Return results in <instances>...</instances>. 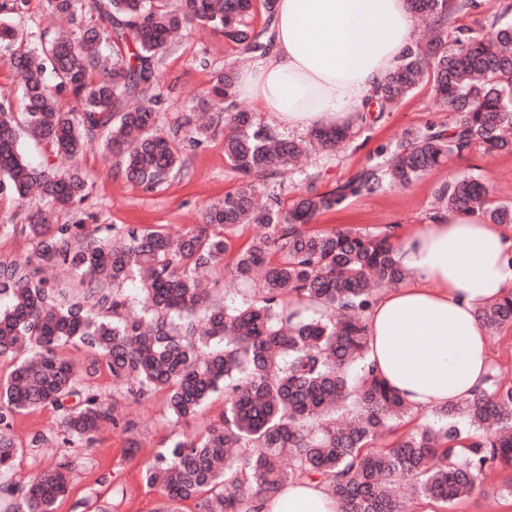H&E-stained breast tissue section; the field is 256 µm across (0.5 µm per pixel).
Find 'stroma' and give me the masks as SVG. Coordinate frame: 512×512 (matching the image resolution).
I'll return each mask as SVG.
<instances>
[{
    "mask_svg": "<svg viewBox=\"0 0 512 512\" xmlns=\"http://www.w3.org/2000/svg\"><path fill=\"white\" fill-rule=\"evenodd\" d=\"M59 24V19L48 10L46 0H29L26 13L15 20L18 40L28 49L36 46L40 31ZM242 62L237 45L223 34L202 27L160 54L156 64L163 90L158 107L160 125L169 128L182 113L204 111L203 91L216 75L239 67ZM447 120L448 114L436 101L430 85H421L392 109L381 112L374 108L366 121H351V136L338 152L302 156L285 175L267 179L266 186L279 196L283 206H290L306 188L332 190L377 163V148L396 143L406 131ZM186 158L182 173L171 179L164 190L146 193L108 170L99 149L87 150L75 161L88 182L85 211L93 214L98 224L161 225L171 234H180L200 223L206 205L223 198L239 184L237 173L224 157L223 134L188 150ZM458 173L482 179L489 184L495 203L512 205V154H491L476 144L462 155L450 156L447 163L434 168L410 188H391L350 199L343 208L321 215L319 221L370 231L391 225L399 237H406L435 214L437 188ZM223 408L222 398H215L199 416L175 426L167 420L164 393H153L139 402L121 403L120 411L132 423V430L126 433L104 429L93 447L80 449L83 464L76 473L69 498L58 512H83L81 502L93 490L111 502L113 512H154L163 499L162 491L145 484L141 477L143 465L173 439L200 434ZM105 472L110 480L103 484L99 477ZM411 512H512V500L501 497L499 483L493 480L484 491L451 506L444 508L421 500L412 504Z\"/></svg>",
    "mask_w": 512,
    "mask_h": 512,
    "instance_id": "1",
    "label": "stroma"
}]
</instances>
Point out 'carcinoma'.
<instances>
[{"instance_id":"1","label":"carcinoma","mask_w":512,"mask_h":512,"mask_svg":"<svg viewBox=\"0 0 512 512\" xmlns=\"http://www.w3.org/2000/svg\"><path fill=\"white\" fill-rule=\"evenodd\" d=\"M411 2L437 27L426 50L406 49L374 98L384 110L429 82L458 114L455 124L406 133L377 150L388 155L383 164L333 191L309 190L284 212L264 181L314 145L336 150L349 126L279 139L251 114L232 111L229 70L205 96L223 112L224 157L242 182L174 239L159 227L107 224L92 234L82 218L53 223L56 211L88 197L84 177L65 162L97 145L131 184L164 189L183 168L184 151L210 137L212 121L184 113L181 138L156 128L163 93L154 60L196 25L221 32L245 54L262 53L275 0H262L266 28L258 31L242 23L253 0H47L70 29L41 32L35 51L15 48L9 21L28 0H0V47L22 80L20 111L0 102V198L19 204L0 232L20 231L34 250L24 264L0 263V358L14 362L0 376V512H56L79 467V457L66 456L14 478L24 454L13 437L18 416L50 408L62 414L57 441L89 447L106 427L133 428L118 398L158 391L174 424L196 417L218 392L224 412L201 434L159 449L142 469L146 484L163 489L156 512H180L188 500L196 512H257V500L301 478L325 482L341 512H407L405 481L444 507L498 468L511 472L500 492L512 498V382L491 368L471 397L435 409L432 424L411 425L415 411L367 359V312L379 291L407 276L396 259L398 238L389 228L314 223L350 198L408 187L476 143L512 152V4L484 32L445 27L481 0ZM23 133L43 146L42 166L20 153ZM33 195L47 208L26 209ZM438 199L449 212L512 226V205L494 203L472 176L451 177ZM245 224L266 232L236 249ZM220 266L239 285L234 301L203 287ZM60 268L76 287L56 280ZM128 280L142 285L137 311L121 292ZM478 317L492 332L512 326V291ZM68 346L93 355L85 370L60 354ZM100 370L112 379L110 395L91 381Z\"/></svg>"}]
</instances>
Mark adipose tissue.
I'll return each instance as SVG.
<instances>
[{"label": "adipose tissue", "instance_id": "ef3b65f1", "mask_svg": "<svg viewBox=\"0 0 512 512\" xmlns=\"http://www.w3.org/2000/svg\"><path fill=\"white\" fill-rule=\"evenodd\" d=\"M409 0H277L269 48L242 69L238 95L291 128L362 109L412 43ZM409 272L377 297L368 359L414 411L459 402L489 368L479 310L512 290V236L478 215L440 213L405 237ZM259 512H339L321 481L298 479Z\"/></svg>", "mask_w": 512, "mask_h": 512}]
</instances>
